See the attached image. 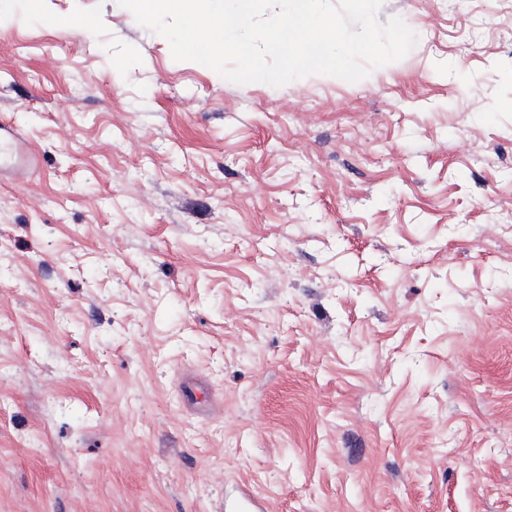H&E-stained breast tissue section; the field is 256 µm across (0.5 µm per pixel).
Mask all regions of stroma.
Instances as JSON below:
<instances>
[{
  "label": "stroma",
  "mask_w": 512,
  "mask_h": 512,
  "mask_svg": "<svg viewBox=\"0 0 512 512\" xmlns=\"http://www.w3.org/2000/svg\"><path fill=\"white\" fill-rule=\"evenodd\" d=\"M44 6L94 31L0 14V512H512V0L281 87ZM38 166V155L19 142L15 127L0 122V176L21 177Z\"/></svg>",
  "instance_id": "stroma-1"
}]
</instances>
